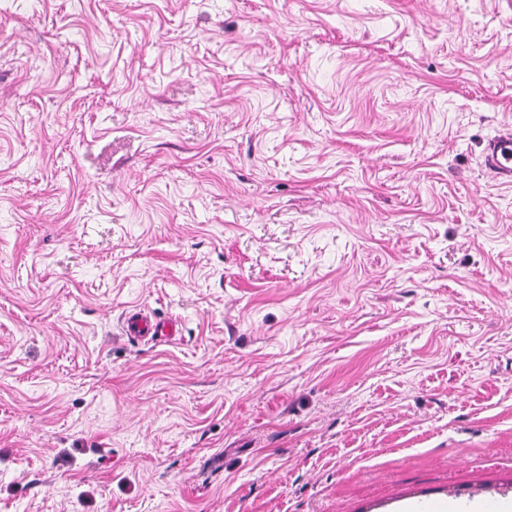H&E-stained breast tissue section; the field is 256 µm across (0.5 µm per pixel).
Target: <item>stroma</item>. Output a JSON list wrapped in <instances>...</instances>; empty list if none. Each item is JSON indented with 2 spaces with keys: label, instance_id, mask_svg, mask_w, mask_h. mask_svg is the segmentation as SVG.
<instances>
[{
  "label": "stroma",
  "instance_id": "1",
  "mask_svg": "<svg viewBox=\"0 0 512 512\" xmlns=\"http://www.w3.org/2000/svg\"><path fill=\"white\" fill-rule=\"evenodd\" d=\"M509 128L512 0H0V512L512 502ZM485 167L496 178L512 182V132L499 134L488 142ZM125 334L136 340H157L162 336H175L178 332L175 321L153 320L141 309H132L125 316Z\"/></svg>",
  "mask_w": 512,
  "mask_h": 512
}]
</instances>
